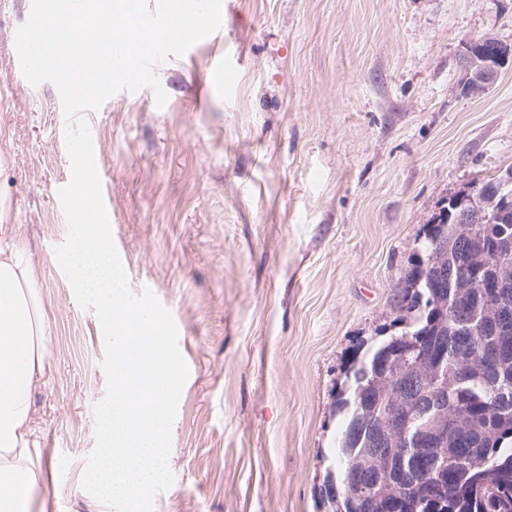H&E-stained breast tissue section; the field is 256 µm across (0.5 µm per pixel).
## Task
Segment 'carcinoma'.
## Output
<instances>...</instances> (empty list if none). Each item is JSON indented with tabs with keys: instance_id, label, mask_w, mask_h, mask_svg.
<instances>
[{
	"instance_id": "obj_1",
	"label": "carcinoma",
	"mask_w": 512,
	"mask_h": 512,
	"mask_svg": "<svg viewBox=\"0 0 512 512\" xmlns=\"http://www.w3.org/2000/svg\"><path fill=\"white\" fill-rule=\"evenodd\" d=\"M500 236L512 239V207L489 208L476 224L445 217L424 225L393 294L391 326L400 332L371 345L348 369L349 395L337 401L345 413L342 472L336 485L320 489L325 512H512V278L499 289L505 321L482 315V289L460 296L454 288L460 278L495 280L500 267L512 269L511 249L488 266L463 263L482 241ZM436 243L448 247L440 268L431 260ZM438 283L445 288H433ZM436 358L446 389L431 372ZM383 376L400 398L398 416L408 431L396 444L382 416L390 398L375 392L369 407L353 403L358 387L369 391ZM440 409L448 412V436L414 447ZM363 486L377 496L357 495Z\"/></svg>"
}]
</instances>
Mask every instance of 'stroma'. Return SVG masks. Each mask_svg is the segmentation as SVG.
Wrapping results in <instances>:
<instances>
[{
    "mask_svg": "<svg viewBox=\"0 0 512 512\" xmlns=\"http://www.w3.org/2000/svg\"><path fill=\"white\" fill-rule=\"evenodd\" d=\"M28 17L0 0V222L47 316L40 489L53 512H110L81 486L104 339L54 253L68 120L15 66ZM482 35L512 45V0H223L220 29L159 67L164 107L144 88L85 112L130 286L172 312L189 366L155 512H323L349 362L390 334L424 224L512 166V59L462 90Z\"/></svg>",
    "mask_w": 512,
    "mask_h": 512,
    "instance_id": "obj_1",
    "label": "stroma"
}]
</instances>
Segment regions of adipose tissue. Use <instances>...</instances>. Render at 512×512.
<instances>
[{"label":"adipose tissue","instance_id":"adipose-tissue-1","mask_svg":"<svg viewBox=\"0 0 512 512\" xmlns=\"http://www.w3.org/2000/svg\"><path fill=\"white\" fill-rule=\"evenodd\" d=\"M35 279L24 243L0 223V512L49 508L35 500L41 450L31 424L46 372V315Z\"/></svg>","mask_w":512,"mask_h":512}]
</instances>
